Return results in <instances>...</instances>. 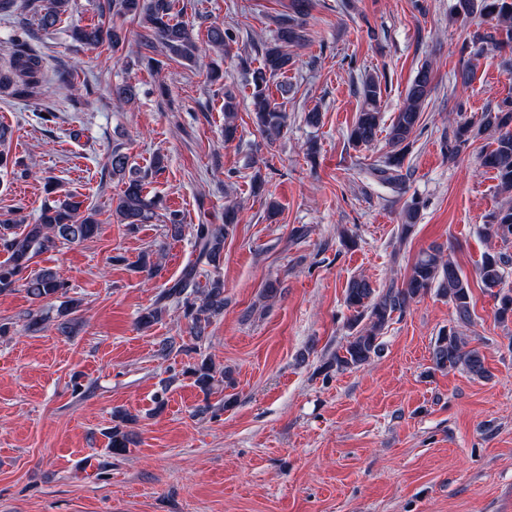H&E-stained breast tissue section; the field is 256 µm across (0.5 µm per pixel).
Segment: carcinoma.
<instances>
[{
	"mask_svg": "<svg viewBox=\"0 0 512 512\" xmlns=\"http://www.w3.org/2000/svg\"><path fill=\"white\" fill-rule=\"evenodd\" d=\"M71 0H46L37 12L38 26L48 31L54 28L70 7ZM311 4L309 0H291L289 11L276 18L273 40L266 44L260 66L249 75L252 86V108L259 132L268 146H273L286 126V115L270 100L268 89L272 79L286 73L292 65L288 47H300L310 41V32L304 16ZM105 8L121 16L138 21L144 28L140 34V62L148 70H159L164 62L155 57L156 45H161L168 59L193 61L197 51L192 31L172 18L171 0H106ZM456 15L463 19L479 17L487 24L474 31L472 44L483 50L491 47L502 49L512 44V0H458ZM73 40L83 47H95L108 41L112 50L123 42L117 29L103 24L77 26L72 30ZM70 72H59L49 77L43 58L30 49L25 40L14 44L8 69H0V91L14 99H26L44 84H67ZM433 72L423 63L410 81L403 107L395 114L387 129V146L384 159L367 169L375 183L401 193L405 187L403 163L414 145V134L421 121L422 108L432 90ZM382 81L377 76L367 77L358 94L362 105L348 132L349 142L355 146H368L378 135L381 122ZM235 97L224 95V142L237 138L235 124ZM491 137L489 147L479 155L480 166L494 172L498 189L512 192V99L506 98L481 113L478 123L462 121L452 130V139L445 143L447 152L455 156L475 137V133ZM112 175L121 179L124 188L117 197L113 212L120 223L133 230L148 223L159 208L160 200L145 191L144 177L132 171L130 157L118 148L109 158ZM236 211L234 206L224 207V223L194 224L191 227L196 257L182 276L164 289L152 307L139 317V325L149 328L161 320L169 303L181 309L189 335L198 343L206 338L212 319L224 312V283L213 280L201 284L197 280L200 266L219 265L224 252V241L234 234ZM100 230L97 212L84 206V202L70 195L45 201L41 214L33 224L24 226L13 218L0 220V247L8 257L0 262V294L24 287L35 302H48L66 294V284L49 268L29 271L34 257L58 249L62 245H77L95 237ZM488 238H512V205H504L491 214L483 227ZM512 260L502 253H487L479 266V278L484 288L498 298V321H512V289L504 290L503 269ZM436 289L451 302L455 325L440 334L435 342L432 360L436 369L462 368L472 377L485 378L489 371L484 357L469 348L468 336L463 329L472 323L471 296L468 281L451 258L443 255L439 247H430L419 253L407 280L400 286L392 283L383 290H376L363 277L352 278L347 285L345 305L354 312L350 320L352 335L325 368L346 370L360 367L378 355L383 331L393 320L394 314H404L418 296ZM185 373L193 378L194 385L209 396L216 382V370L207 358L187 367ZM132 443L130 434L119 426L112 428L110 450L116 454L127 451Z\"/></svg>",
	"mask_w": 512,
	"mask_h": 512,
	"instance_id": "cac0c4a2",
	"label": "carcinoma"
}]
</instances>
